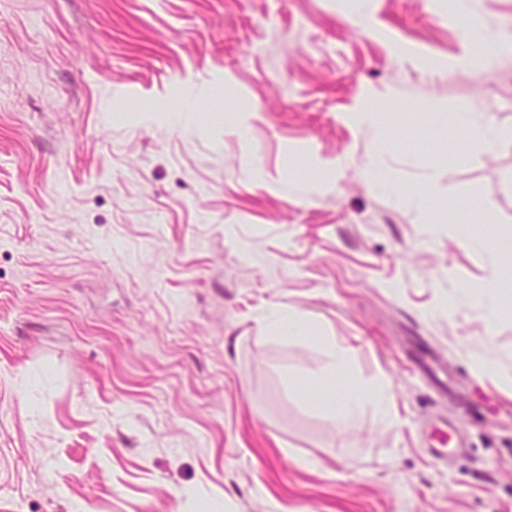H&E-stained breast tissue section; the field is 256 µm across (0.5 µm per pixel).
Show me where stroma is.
<instances>
[{"label": "stroma", "instance_id": "obj_1", "mask_svg": "<svg viewBox=\"0 0 512 512\" xmlns=\"http://www.w3.org/2000/svg\"><path fill=\"white\" fill-rule=\"evenodd\" d=\"M0 512H512V0H0ZM381 392L360 389L346 395L341 403V408L350 413L365 404H378L383 398Z\"/></svg>", "mask_w": 512, "mask_h": 512}]
</instances>
